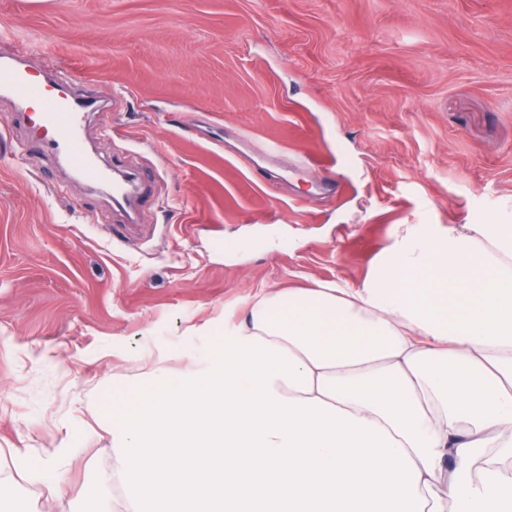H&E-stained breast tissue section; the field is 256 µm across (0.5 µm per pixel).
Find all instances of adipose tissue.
I'll return each mask as SVG.
<instances>
[{"label": "adipose tissue", "instance_id": "1", "mask_svg": "<svg viewBox=\"0 0 512 512\" xmlns=\"http://www.w3.org/2000/svg\"><path fill=\"white\" fill-rule=\"evenodd\" d=\"M135 512H512V224L399 236L112 392Z\"/></svg>", "mask_w": 512, "mask_h": 512}]
</instances>
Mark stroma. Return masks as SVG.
Here are the masks:
<instances>
[{
  "mask_svg": "<svg viewBox=\"0 0 512 512\" xmlns=\"http://www.w3.org/2000/svg\"><path fill=\"white\" fill-rule=\"evenodd\" d=\"M131 172L127 223L0 98V485L12 512H94L103 399L195 366L275 288L362 280L405 228L512 214V0H0ZM274 142L278 149L262 153ZM335 154L334 177L310 158ZM54 464L58 495L28 464Z\"/></svg>",
  "mask_w": 512,
  "mask_h": 512,
  "instance_id": "1",
  "label": "stroma"
}]
</instances>
